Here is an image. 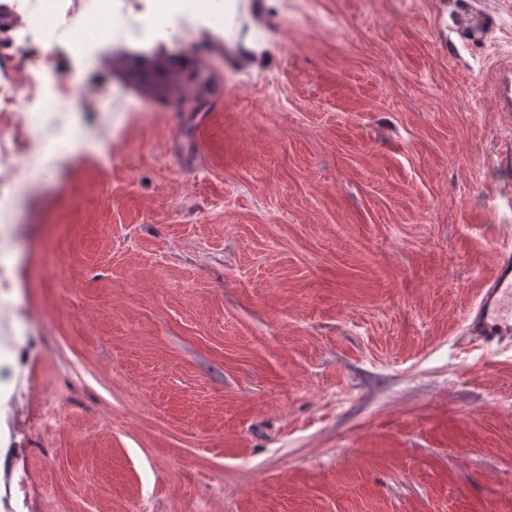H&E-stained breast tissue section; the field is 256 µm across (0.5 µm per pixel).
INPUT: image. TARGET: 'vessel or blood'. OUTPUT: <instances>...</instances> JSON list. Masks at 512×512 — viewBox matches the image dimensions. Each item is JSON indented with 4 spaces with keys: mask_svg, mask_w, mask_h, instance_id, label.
Returning a JSON list of instances; mask_svg holds the SVG:
<instances>
[{
    "mask_svg": "<svg viewBox=\"0 0 512 512\" xmlns=\"http://www.w3.org/2000/svg\"><path fill=\"white\" fill-rule=\"evenodd\" d=\"M212 115L196 114L191 122L192 137L188 147L200 151L206 142ZM467 332L486 343L512 338V250L497 255L492 275L467 313Z\"/></svg>",
    "mask_w": 512,
    "mask_h": 512,
    "instance_id": "vessel-or-blood-1",
    "label": "vessel or blood"
}]
</instances>
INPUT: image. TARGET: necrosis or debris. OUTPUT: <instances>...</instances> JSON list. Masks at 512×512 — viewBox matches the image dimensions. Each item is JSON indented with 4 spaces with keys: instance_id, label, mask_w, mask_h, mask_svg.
Returning <instances> with one entry per match:
<instances>
[{
    "instance_id": "obj_1",
    "label": "necrosis or debris",
    "mask_w": 512,
    "mask_h": 512,
    "mask_svg": "<svg viewBox=\"0 0 512 512\" xmlns=\"http://www.w3.org/2000/svg\"><path fill=\"white\" fill-rule=\"evenodd\" d=\"M87 8L93 16L113 17L112 0H0V13L15 20L12 36L0 43V224L13 221L12 187L22 167L35 165L49 175L52 158L78 145L79 129L62 106L69 91L49 84L44 71L61 44L83 51L70 21ZM36 51L40 65L22 64V56Z\"/></svg>"
}]
</instances>
